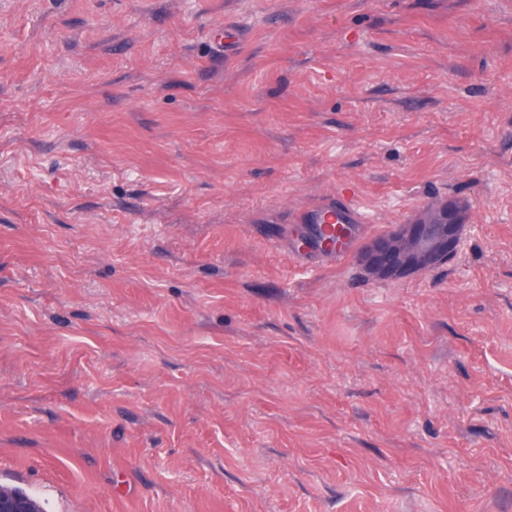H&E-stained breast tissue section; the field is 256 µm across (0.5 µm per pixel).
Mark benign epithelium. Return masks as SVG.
Instances as JSON below:
<instances>
[{
	"label": "benign epithelium",
	"instance_id": "1",
	"mask_svg": "<svg viewBox=\"0 0 512 512\" xmlns=\"http://www.w3.org/2000/svg\"><path fill=\"white\" fill-rule=\"evenodd\" d=\"M469 207L461 202L424 205L411 224H398L372 240L361 254V265L374 278H405L430 271L456 254ZM351 224H338L323 234L326 247H344L353 238Z\"/></svg>",
	"mask_w": 512,
	"mask_h": 512
}]
</instances>
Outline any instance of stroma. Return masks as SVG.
<instances>
[{"mask_svg": "<svg viewBox=\"0 0 512 512\" xmlns=\"http://www.w3.org/2000/svg\"><path fill=\"white\" fill-rule=\"evenodd\" d=\"M433 200L458 252L366 276ZM0 485L512 512V0H0ZM301 222H310L309 224H336L335 230L331 233H324L323 245L325 247H344L353 238L355 229L353 224H359L364 227L369 223L368 217L359 208L350 204L349 207L336 206V200H328L321 206L310 211L307 215L299 217Z\"/></svg>", "mask_w": 512, "mask_h": 512, "instance_id": "stroma-1", "label": "stroma"}]
</instances>
